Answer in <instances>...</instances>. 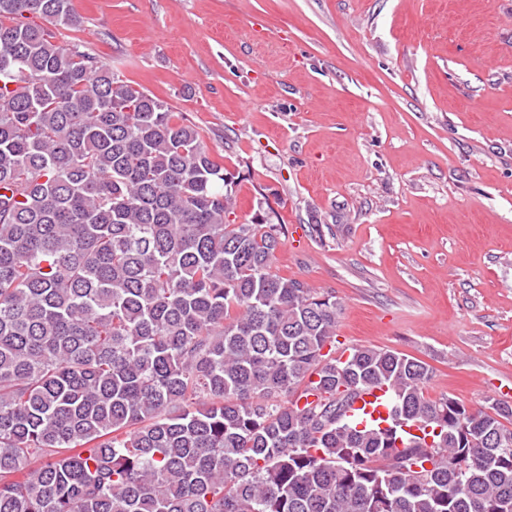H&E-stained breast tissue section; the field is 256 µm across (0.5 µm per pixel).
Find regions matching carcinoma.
<instances>
[{"instance_id":"cac0c4a2","label":"carcinoma","mask_w":512,"mask_h":512,"mask_svg":"<svg viewBox=\"0 0 512 512\" xmlns=\"http://www.w3.org/2000/svg\"><path fill=\"white\" fill-rule=\"evenodd\" d=\"M0 0V512H512V405L424 394L272 271L182 112ZM383 389L387 425L350 418Z\"/></svg>"}]
</instances>
